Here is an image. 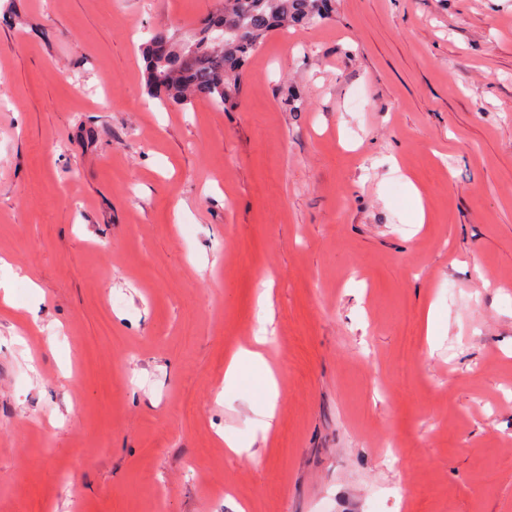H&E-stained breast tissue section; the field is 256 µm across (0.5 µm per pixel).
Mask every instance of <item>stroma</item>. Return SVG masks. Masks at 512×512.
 Listing matches in <instances>:
<instances>
[{"mask_svg":"<svg viewBox=\"0 0 512 512\" xmlns=\"http://www.w3.org/2000/svg\"><path fill=\"white\" fill-rule=\"evenodd\" d=\"M216 6L0 0V512H512V0H336L234 109L150 97ZM244 363H249L256 367H264L265 369V380L264 389L266 396L268 397V410L267 415H274V406H271L272 398L277 393V383L271 370L267 367L262 355L258 352L242 350L235 354L228 361L225 373L224 383L225 385L237 383L239 380V370Z\"/></svg>","mask_w":512,"mask_h":512,"instance_id":"35a3bbf8","label":"stroma"}]
</instances>
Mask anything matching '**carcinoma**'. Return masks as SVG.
Here are the masks:
<instances>
[{
    "label": "carcinoma",
    "mask_w": 512,
    "mask_h": 512,
    "mask_svg": "<svg viewBox=\"0 0 512 512\" xmlns=\"http://www.w3.org/2000/svg\"><path fill=\"white\" fill-rule=\"evenodd\" d=\"M330 0H219V6L182 36L157 29L145 46V85L163 101L204 100L233 108L241 71L270 33L325 19Z\"/></svg>",
    "instance_id": "obj_1"
}]
</instances>
